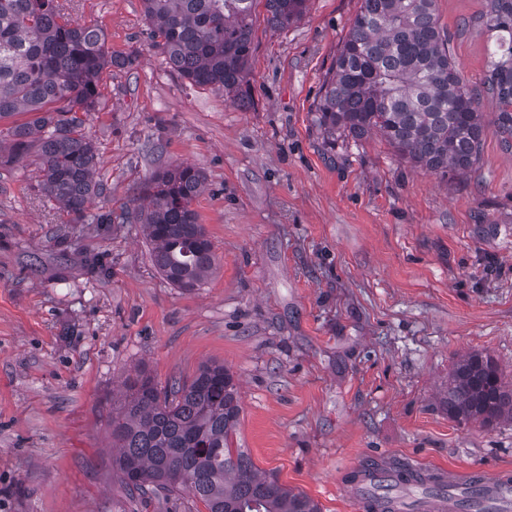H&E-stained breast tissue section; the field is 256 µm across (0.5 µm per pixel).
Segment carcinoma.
I'll use <instances>...</instances> for the list:
<instances>
[{
  "label": "carcinoma",
  "instance_id": "obj_1",
  "mask_svg": "<svg viewBox=\"0 0 512 512\" xmlns=\"http://www.w3.org/2000/svg\"><path fill=\"white\" fill-rule=\"evenodd\" d=\"M142 2L173 72L241 106L249 102L256 0ZM308 2L265 0L268 22L287 28L303 17ZM486 6L483 25L492 43L484 85L498 103L491 118L460 76L435 0H362L324 83L318 125L330 137L340 130L355 137L376 132L428 172L473 170L489 130L506 143L512 137V0H487ZM133 63L109 54L98 26L66 18L59 0H0V121L17 112L35 115L11 130L8 161L24 162L39 135L41 190L78 223H112L110 211L88 212L102 184L94 180L98 154L81 113L97 103L107 67ZM204 181L192 165L165 169L144 187L146 204L135 215L154 266L184 291L199 287L215 265L193 209ZM446 405L459 422H512V382L492 356L464 354L448 375ZM240 412L233 374L220 362L204 363L190 380L163 388L143 370L128 376L109 423L112 466L127 495L153 500L161 512L185 494L207 512H320L305 493L259 471L243 449L231 447ZM440 480L400 475L410 486Z\"/></svg>",
  "mask_w": 512,
  "mask_h": 512
}]
</instances>
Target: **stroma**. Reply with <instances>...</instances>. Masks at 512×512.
<instances>
[{
    "mask_svg": "<svg viewBox=\"0 0 512 512\" xmlns=\"http://www.w3.org/2000/svg\"><path fill=\"white\" fill-rule=\"evenodd\" d=\"M109 53L85 113L103 193L73 223L38 189L37 151L0 163V512H157L112 467V396L134 370L159 385L224 363L240 396L235 446L322 512H359L337 482L370 460L489 477L512 471V423L449 418L458 357L512 380V151L488 133L451 179L380 135L328 141L316 106L362 0H309L285 30L256 0L251 101L178 78L142 0H62ZM485 0H436L483 111ZM206 176L193 203L216 263L193 291L153 265L123 211L176 164ZM102 256L105 272L85 260Z\"/></svg>",
    "mask_w": 512,
    "mask_h": 512,
    "instance_id": "stroma-1",
    "label": "stroma"
}]
</instances>
